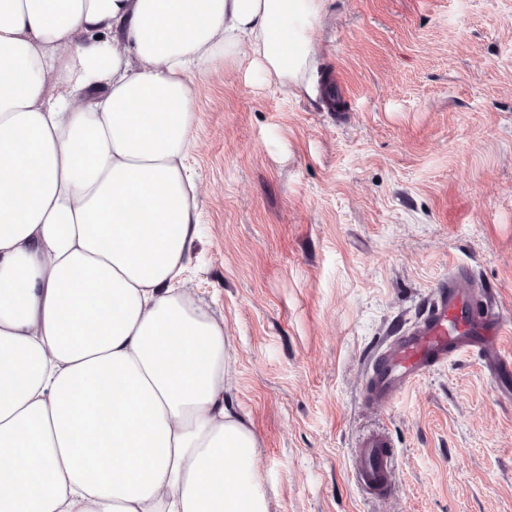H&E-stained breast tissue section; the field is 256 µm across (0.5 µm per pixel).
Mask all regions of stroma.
I'll use <instances>...</instances> for the list:
<instances>
[{
    "instance_id": "1",
    "label": "stroma",
    "mask_w": 512,
    "mask_h": 512,
    "mask_svg": "<svg viewBox=\"0 0 512 512\" xmlns=\"http://www.w3.org/2000/svg\"><path fill=\"white\" fill-rule=\"evenodd\" d=\"M312 53L339 104L216 63L187 160L184 285L224 321L271 512H512V402L477 356L362 400L452 265L512 314V0H327ZM376 431L398 453L388 499L354 482Z\"/></svg>"
}]
</instances>
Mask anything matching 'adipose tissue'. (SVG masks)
<instances>
[{
	"mask_svg": "<svg viewBox=\"0 0 512 512\" xmlns=\"http://www.w3.org/2000/svg\"><path fill=\"white\" fill-rule=\"evenodd\" d=\"M324 0H0V512H270L199 233L195 79L316 95Z\"/></svg>",
	"mask_w": 512,
	"mask_h": 512,
	"instance_id": "1",
	"label": "adipose tissue"
}]
</instances>
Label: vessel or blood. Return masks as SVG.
Listing matches in <instances>:
<instances>
[{"instance_id": "obj_1", "label": "vessel or blood", "mask_w": 512, "mask_h": 512, "mask_svg": "<svg viewBox=\"0 0 512 512\" xmlns=\"http://www.w3.org/2000/svg\"><path fill=\"white\" fill-rule=\"evenodd\" d=\"M470 277L469 266H453L434 286L420 316L386 338L367 365L365 404L392 405L418 379L462 353L481 357L494 375L512 374V354L500 347L512 335V325L493 298L467 288ZM353 456L357 484L369 494L388 495L394 455L387 438L370 435Z\"/></svg>"}]
</instances>
